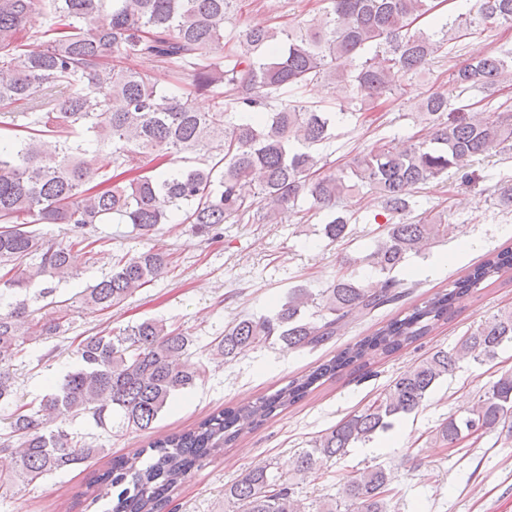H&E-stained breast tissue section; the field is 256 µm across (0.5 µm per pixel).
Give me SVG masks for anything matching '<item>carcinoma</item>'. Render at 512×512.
<instances>
[{
	"label": "carcinoma",
	"mask_w": 512,
	"mask_h": 512,
	"mask_svg": "<svg viewBox=\"0 0 512 512\" xmlns=\"http://www.w3.org/2000/svg\"><path fill=\"white\" fill-rule=\"evenodd\" d=\"M239 2L0 0V130L14 132L0 137V268L9 274L0 275V287L16 296L0 310V405L16 397L13 367L24 345L68 330V302H56L48 316L38 302L77 276L74 248L86 249L91 259L101 253L90 236L94 225L116 220L148 237L176 220L217 241L221 225L231 220L275 224L308 202L326 212L324 236L339 242L350 234L341 201L370 191L389 216L365 257L372 278L344 273L315 293L292 288L273 314L240 317L211 344V355L225 360L278 343L313 350L347 322L400 299L405 282L397 273L452 233L439 213L404 218L415 205L414 190L474 157L512 146V112L451 109L447 97L432 93L421 104L425 136L407 146L382 137L331 170L318 148L356 111L280 101L286 87L331 79L348 85L364 109L426 73L448 56L450 43L512 26V0H477L474 11L438 16L420 28L416 23L435 9L431 0H319L308 19L228 34L224 22ZM33 14L45 19L43 29H27ZM145 60L168 73V87L140 67ZM511 78L512 52L485 55L452 73L459 86L488 88ZM199 95L210 98L206 112L193 106ZM39 224L62 225L71 240L48 239ZM171 264L170 255L150 249L127 252L80 292L79 301L93 313L118 306ZM510 269L512 247L494 251L447 292L275 394L113 460L94 499L112 496L110 512H159L191 469L218 449L301 401L317 381L416 343L448 319L459 298ZM310 308L319 320L306 318ZM509 343L512 308L485 319L451 349L408 366L378 398L310 441L287 473L253 468L224 488V500L236 512H304L295 478L392 430L460 361H490ZM191 345L192 336L163 318L82 340L78 366L54 391L38 406H21L6 417L0 496L104 454L66 429L80 415L103 426L117 413L139 431L151 429L176 395L206 376V364L180 360ZM494 431L512 435L511 371L471 406L450 414L435 438L453 448ZM147 452L151 461L143 464ZM387 484L379 467L358 470L313 512H398Z\"/></svg>",
	"instance_id": "1"
}]
</instances>
